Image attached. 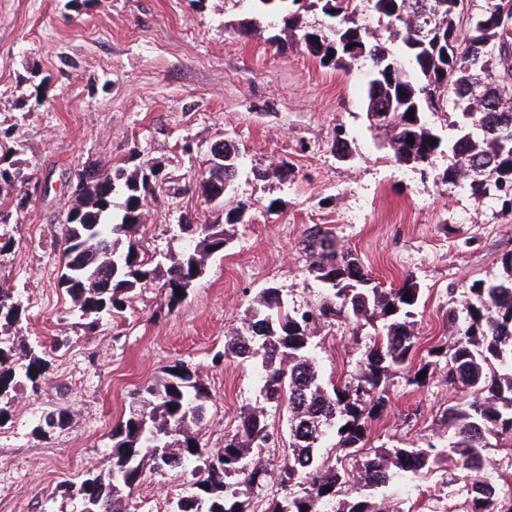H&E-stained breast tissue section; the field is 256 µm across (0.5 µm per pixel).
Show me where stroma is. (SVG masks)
<instances>
[{"label":"stroma","mask_w":512,"mask_h":512,"mask_svg":"<svg viewBox=\"0 0 512 512\" xmlns=\"http://www.w3.org/2000/svg\"><path fill=\"white\" fill-rule=\"evenodd\" d=\"M245 18L231 0H0V150L25 176L4 197L12 219L0 225V284L15 288L24 308L9 335L46 361L36 390H25L0 421V512H76L67 486L86 470L109 469L112 430L132 393L176 360L196 369L210 392L202 446L223 447L243 407L262 403L255 365L225 359L226 337L262 288H280L292 308L321 302L303 248L316 225L336 252L357 253L381 287L410 276L421 288V350L411 367L425 369L426 381L391 377L370 446L425 445L465 396L449 386L445 362L429 361L426 351L456 341L450 315L464 288L502 274L512 212L437 180L451 152L425 171L391 158L366 118L367 63L347 73L322 67L300 45L278 51L269 39L279 19L237 31ZM339 125L353 159L334 151ZM224 140L242 159L219 209L195 186L208 172L211 145ZM141 157L173 184L131 234L155 259L181 250L185 218L220 224L242 201L247 218L224 251L206 258L181 302H170L159 276L132 293L121 316L91 331L77 327L59 284L57 245L72 179L88 162L131 172ZM282 162L288 180L259 178ZM373 333L344 320L319 328L320 374L348 378ZM60 336L70 343L58 350ZM57 407L66 410L62 423L44 430V413ZM268 424L271 476L253 512L285 495L275 478L289 452L285 412L269 410ZM191 481L188 473L147 472L136 512H171ZM441 493L431 473L395 500L399 512H437Z\"/></svg>","instance_id":"1"}]
</instances>
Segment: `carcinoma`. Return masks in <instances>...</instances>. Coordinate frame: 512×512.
<instances>
[{"label":"carcinoma","mask_w":512,"mask_h":512,"mask_svg":"<svg viewBox=\"0 0 512 512\" xmlns=\"http://www.w3.org/2000/svg\"><path fill=\"white\" fill-rule=\"evenodd\" d=\"M236 2L246 4L252 24L266 16L281 19L289 38L273 35L270 42L282 49L291 39L323 66L346 72L370 61L366 113L388 118L387 147L397 162L423 169L432 165L443 139L429 116L448 111V95L464 99L472 86H480L477 107L458 112L451 122L456 136L448 151L457 161L440 179L465 182L473 195L491 197L512 211V12L500 17L501 0ZM317 11L329 19L326 31H301L303 14ZM364 11L377 17L379 29L360 22ZM221 145L224 170L209 167L197 185L206 201L225 193L238 169L235 143ZM138 169L128 175L121 167L88 163L78 170L81 189L69 208L76 221L62 225L60 284L84 328L123 312L131 293L156 275L154 259L131 240V230L142 223L163 179L149 161ZM148 172L153 175L149 183ZM247 210L241 205L228 212L223 224L188 220L180 225L194 246L166 257L165 286L171 296L187 293L202 274L203 259L224 250L231 240L227 228L241 223ZM306 250L309 271L326 300L299 312L288 309L280 289L266 287L224 345V357L258 365L260 393L288 412L291 453L278 470V481L300 492L270 503L266 512H389L394 480L414 482L438 470L446 495L463 500L466 512H498L502 502H512V482L488 473L486 455L490 439L507 434L512 442V254L503 260L500 279L463 291L464 318L454 346L427 350L428 356L445 359L448 384L466 392L441 416L447 442L368 453V422L388 401L390 375L405 373L408 383L419 382L410 365L419 350L420 288L411 277L397 288H379L357 255L336 259L319 227L309 231ZM95 276L111 280V287H97ZM21 315L18 298L1 288L0 328L16 325ZM340 319L375 323L377 333L348 380L324 383L315 365L314 330ZM44 365L33 348L0 337V419L19 392L36 387ZM208 398L197 370L180 361L167 366L159 381L136 389L127 417L112 430L107 475L87 472L68 486L69 497L82 500L85 483L100 480L110 490L109 512H129L146 471L189 468L193 492L178 499L175 512H249L269 476L263 459L271 440L267 409H243L238 431L211 452L198 440ZM324 448L342 451L352 467H345L342 458L334 465L324 462Z\"/></svg>","instance_id":"cac0c4a2"}]
</instances>
